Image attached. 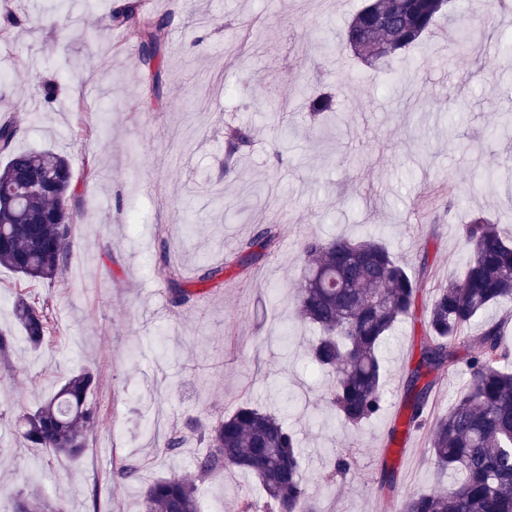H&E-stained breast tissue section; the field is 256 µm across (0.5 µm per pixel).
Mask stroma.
<instances>
[{
    "label": "stroma",
    "mask_w": 512,
    "mask_h": 512,
    "mask_svg": "<svg viewBox=\"0 0 512 512\" xmlns=\"http://www.w3.org/2000/svg\"><path fill=\"white\" fill-rule=\"evenodd\" d=\"M119 2L0 0L18 19L0 33V116L24 131L16 149L69 157L80 201L78 245L55 280L24 283L0 267V329L15 338L0 370V512H14L30 493L70 512H89L94 495L99 512H142L148 484L194 475L206 452L190 433L169 452L155 419L171 429L213 423L243 403L281 412L295 431L319 512H388L406 494L435 487L423 428L395 457L394 491L380 489L388 427L423 341L419 317L398 324L381 349L383 415L342 425L326 404L332 375L307 357L318 333L296 317L298 244L372 235L435 288L464 266L462 227L472 217L512 232V178L481 180L484 169L512 159V140L492 133L512 112V58L499 52L512 42V10L478 17L489 38L476 54L458 53L459 19L449 13L383 69L324 47L362 0H154L149 12L168 21L156 96L135 44L109 22ZM468 71L472 79L462 81ZM322 85L338 91L339 130L304 118L305 95ZM79 120L97 135L75 139ZM229 125L248 126L253 143L228 173ZM424 144L430 155L421 154ZM91 158L99 176L88 181L81 171ZM431 197L455 198L451 215L425 213ZM269 225L276 240L258 261L226 267L221 285L197 286L187 303H174L155 271L160 243L191 280ZM20 288L53 308L52 333L37 346L12 315ZM85 369L97 378L100 422L80 458H48L12 422ZM466 380L461 362L436 373L429 419L447 414ZM341 456L351 462L344 475L334 471ZM125 463L137 479L112 482ZM244 498L264 512L259 482L240 469L198 490L209 512H236Z\"/></svg>",
    "instance_id": "1"
}]
</instances>
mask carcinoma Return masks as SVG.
<instances>
[{"label": "carcinoma", "mask_w": 512, "mask_h": 512, "mask_svg": "<svg viewBox=\"0 0 512 512\" xmlns=\"http://www.w3.org/2000/svg\"><path fill=\"white\" fill-rule=\"evenodd\" d=\"M455 9L454 0H367L339 34V43L365 60H391L432 32L437 18ZM139 48L138 64L153 92L163 82L164 23L143 9L142 0H123L109 17ZM317 122L336 111L334 96L321 92L305 101ZM20 126L0 120V267L28 280H52L72 250L73 171L67 157L53 151H17ZM225 153L232 158L251 144L248 131L228 127ZM470 256L460 276L433 289L426 307L421 359L406 384L407 434L425 425L433 383L421 382L432 371L465 360L468 381L448 413L430 432L429 453L440 471H453L458 481L408 494L401 512H512V371L504 363L512 350L504 345L503 324L487 322L471 335L472 325L489 308L512 300V240L485 217L464 225ZM275 240L267 227L241 247L260 257ZM304 259L297 298V317L321 331L309 357L330 372L334 387L331 409L347 426L380 417L385 407L384 367L379 348L394 326L413 315L424 278L410 273L374 236L309 237L300 245ZM156 272L172 285L184 303L194 292L171 264L161 246ZM14 316L28 339L39 344L51 333L53 317L46 301L17 295ZM96 379L82 371L69 378L50 399L16 419V427L32 447L55 456L78 458L87 447L99 411L89 400ZM196 435L207 453L196 478L169 477L149 484L144 512H199L197 482L227 468L252 474L260 483L268 512H319L308 494L295 433L276 413L242 404L215 424L198 421ZM16 512H67L62 503L47 505L23 497Z\"/></svg>", "instance_id": "1"}]
</instances>
